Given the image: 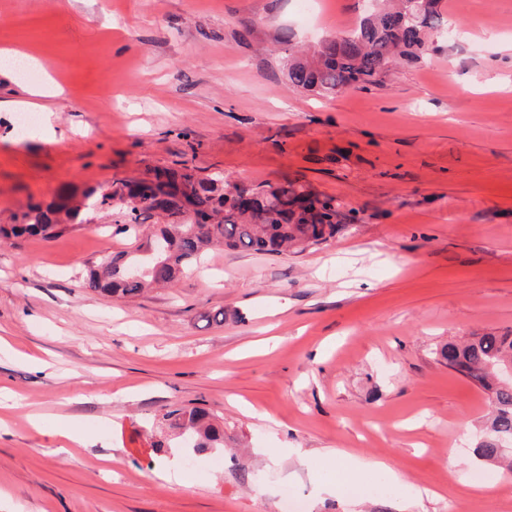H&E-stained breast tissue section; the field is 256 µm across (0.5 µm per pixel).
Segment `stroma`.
Returning <instances> with one entry per match:
<instances>
[{
	"label": "stroma",
	"instance_id": "stroma-1",
	"mask_svg": "<svg viewBox=\"0 0 512 512\" xmlns=\"http://www.w3.org/2000/svg\"><path fill=\"white\" fill-rule=\"evenodd\" d=\"M367 0H0V100L53 82L37 132L0 112V225L72 189L189 162L292 180L357 221L300 254L208 252L173 287L106 299L82 275L126 250L117 215L0 244V512H512L474 448L487 394L439 350L512 329V0H441L428 54L335 96L287 77L276 32L316 45ZM223 313L215 321V313ZM224 421V465L185 461L172 405ZM81 442L63 449L61 426ZM384 460L385 496L322 492ZM432 497H424V490ZM362 466H367L369 468L389 471L388 465L380 460H372L368 461L364 464H355L351 462H343L340 466H336V484L334 486V492L338 491L342 485L346 482L352 480L355 472L360 469Z\"/></svg>",
	"mask_w": 512,
	"mask_h": 512
}]
</instances>
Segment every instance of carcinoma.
<instances>
[{
    "label": "carcinoma",
    "instance_id": "obj_1",
    "mask_svg": "<svg viewBox=\"0 0 512 512\" xmlns=\"http://www.w3.org/2000/svg\"><path fill=\"white\" fill-rule=\"evenodd\" d=\"M439 2L378 0L376 10L355 29L336 33L311 53L288 32L278 33L275 42L289 46V82L323 94L379 84L397 61L416 59L426 50L430 34L444 22ZM106 197L116 200L112 209L123 217L119 231L131 234L133 242L90 268L85 287L111 298L135 297L154 285L173 286L214 246L281 256L324 244L355 221L336 197L314 194L294 182L252 187L220 174L201 176L184 164L30 205L15 223L0 225V237L56 238L86 222L90 205ZM173 215L188 220L172 228L165 220ZM441 357L491 400L488 431L475 455L503 458V441L512 439V382L501 381L498 370L512 363V331L450 343ZM159 423L195 451L224 447V427L204 408L175 407Z\"/></svg>",
    "mask_w": 512,
    "mask_h": 512
}]
</instances>
